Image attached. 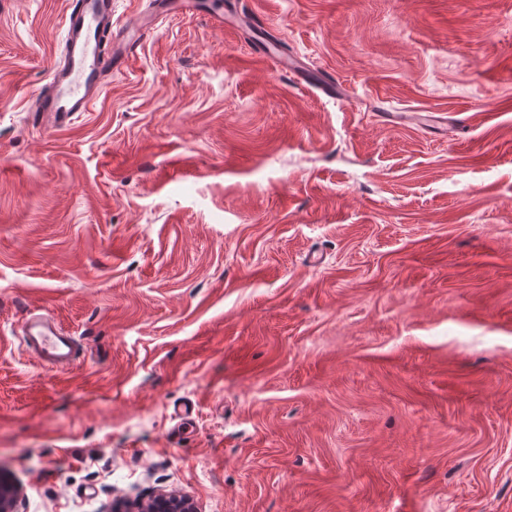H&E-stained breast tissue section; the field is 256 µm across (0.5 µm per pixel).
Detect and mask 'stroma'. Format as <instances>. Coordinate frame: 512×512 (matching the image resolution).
<instances>
[{
	"label": "stroma",
	"mask_w": 512,
	"mask_h": 512,
	"mask_svg": "<svg viewBox=\"0 0 512 512\" xmlns=\"http://www.w3.org/2000/svg\"><path fill=\"white\" fill-rule=\"evenodd\" d=\"M221 5L159 17L49 130L69 0H0L21 512H512V0ZM33 309L69 372L22 348ZM21 339L42 365L58 372L69 370L76 361L72 336L43 314L29 313L25 317ZM124 508V510L122 509ZM193 499L175 492H157L145 502L127 503L113 512H198Z\"/></svg>",
	"instance_id": "1"
}]
</instances>
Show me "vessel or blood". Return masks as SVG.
Instances as JSON below:
<instances>
[{
  "instance_id": "obj_1",
  "label": "vessel or blood",
  "mask_w": 512,
  "mask_h": 512,
  "mask_svg": "<svg viewBox=\"0 0 512 512\" xmlns=\"http://www.w3.org/2000/svg\"><path fill=\"white\" fill-rule=\"evenodd\" d=\"M63 26L61 57L51 69L52 90L34 105L54 126L90 110L112 73L127 68L147 31L140 21L116 28L112 0H72ZM21 339L31 355L56 371H67L76 361L72 336L45 315L28 314Z\"/></svg>"
}]
</instances>
